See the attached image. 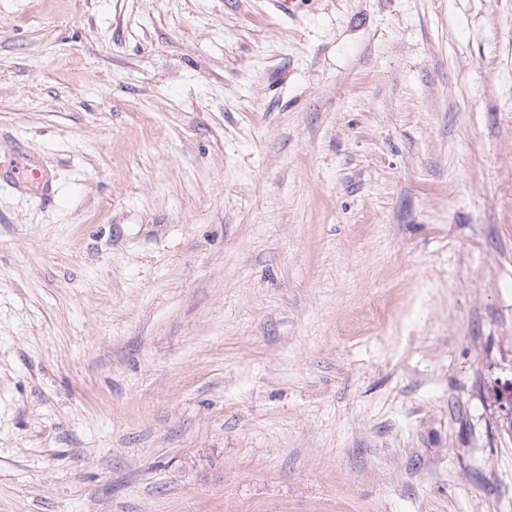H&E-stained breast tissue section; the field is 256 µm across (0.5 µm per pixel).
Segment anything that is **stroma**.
<instances>
[{"instance_id":"1","label":"stroma","mask_w":512,"mask_h":512,"mask_svg":"<svg viewBox=\"0 0 512 512\" xmlns=\"http://www.w3.org/2000/svg\"><path fill=\"white\" fill-rule=\"evenodd\" d=\"M0 512H512V0H0ZM12 182L20 189L26 190L30 185L41 187L42 193H47L50 181L47 172L29 155L13 152L8 163Z\"/></svg>"}]
</instances>
